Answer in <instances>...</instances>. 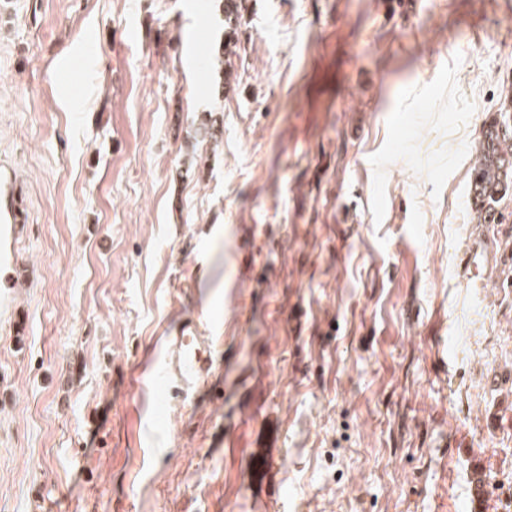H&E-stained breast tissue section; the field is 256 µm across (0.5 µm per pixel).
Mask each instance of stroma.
<instances>
[{
    "label": "stroma",
    "mask_w": 512,
    "mask_h": 512,
    "mask_svg": "<svg viewBox=\"0 0 512 512\" xmlns=\"http://www.w3.org/2000/svg\"><path fill=\"white\" fill-rule=\"evenodd\" d=\"M240 2L220 87L187 49L225 0H0V512H512V269L469 201L512 0ZM191 318L217 357L160 416ZM27 215L22 205L21 188L13 166L1 161L0 164V236L15 235L26 222Z\"/></svg>",
    "instance_id": "35a3bbf8"
}]
</instances>
